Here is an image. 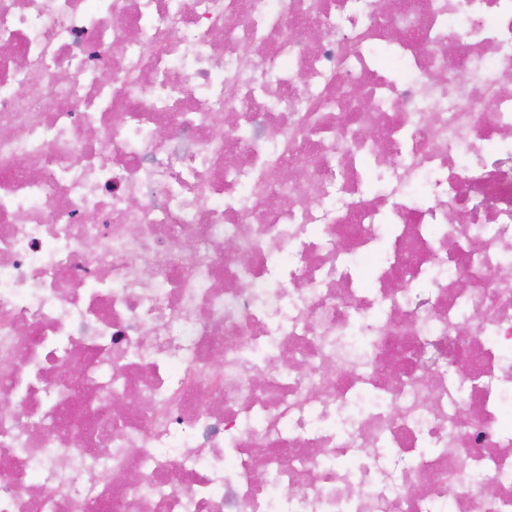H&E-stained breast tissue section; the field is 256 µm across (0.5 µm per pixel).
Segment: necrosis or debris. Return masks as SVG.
<instances>
[{
  "label": "necrosis or debris",
  "mask_w": 512,
  "mask_h": 512,
  "mask_svg": "<svg viewBox=\"0 0 512 512\" xmlns=\"http://www.w3.org/2000/svg\"><path fill=\"white\" fill-rule=\"evenodd\" d=\"M508 71L512 0H0V512H512Z\"/></svg>",
  "instance_id": "necrosis-or-debris-1"
}]
</instances>
